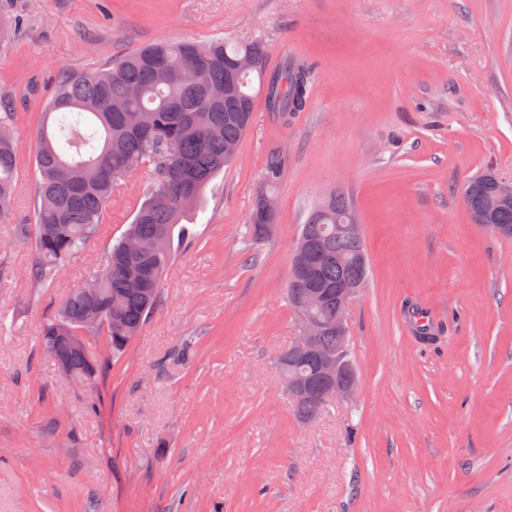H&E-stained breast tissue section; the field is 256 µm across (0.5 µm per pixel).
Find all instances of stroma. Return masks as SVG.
Listing matches in <instances>:
<instances>
[{"label":"stroma","instance_id":"stroma-1","mask_svg":"<svg viewBox=\"0 0 512 512\" xmlns=\"http://www.w3.org/2000/svg\"><path fill=\"white\" fill-rule=\"evenodd\" d=\"M0 15L16 23L0 101L19 144L0 217V512H512V239L463 201L485 169L512 177V0H0ZM219 37L262 41L270 67L314 64L308 105L283 123L256 100L156 315L95 383L66 379L42 325L149 176L121 180L104 235L51 287L31 283L34 133L54 82L154 41ZM275 151L277 222L253 246ZM335 189L370 264L347 313L359 388L306 424L275 356L299 331L285 298L299 227ZM186 336L200 351L183 364ZM288 157L281 152H274L270 155L264 173V189L260 191L255 202L257 211L264 215L274 214L276 210L275 202L269 200L263 195L272 197L271 189H273L280 181L283 172L287 166Z\"/></svg>","mask_w":512,"mask_h":512}]
</instances>
